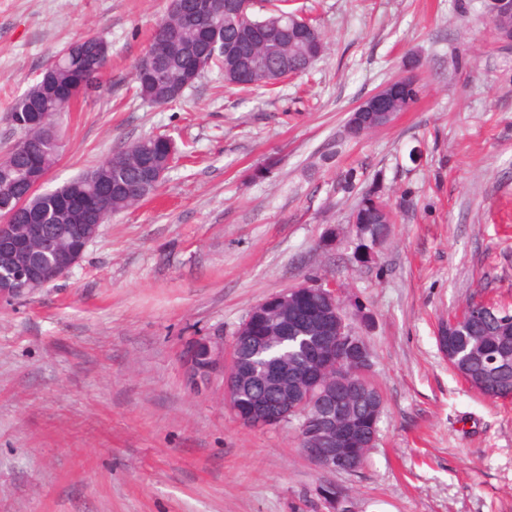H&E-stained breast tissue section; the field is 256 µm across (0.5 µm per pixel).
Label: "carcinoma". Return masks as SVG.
Segmentation results:
<instances>
[{
    "label": "carcinoma",
    "mask_w": 512,
    "mask_h": 512,
    "mask_svg": "<svg viewBox=\"0 0 512 512\" xmlns=\"http://www.w3.org/2000/svg\"><path fill=\"white\" fill-rule=\"evenodd\" d=\"M197 0H176L175 14L155 30L150 49L158 62L152 75L134 73L136 93L153 105H172L181 99L186 75L199 69L227 70L229 62L224 52H205L210 30H203L182 22V14L192 11ZM269 8L263 15L252 16L251 26L258 30L252 38L237 28L224 29V41L235 45L242 58L258 56L267 69L278 72L283 80L291 75L305 73L310 67L306 40L296 38L288 45V67L281 68L278 55L264 52V47L280 44L288 19V0H268ZM108 61V45L100 37L89 36L74 41L57 62L44 68L40 78L12 103L10 120L23 133L22 147L12 148L7 162H0V189L11 187L15 201L22 204L24 224H44L60 229L64 236L58 241L60 251L77 249L78 239L71 230L85 223L83 215L72 209L71 201L90 197L95 193L96 180L119 177L130 185H138L141 167L148 161L165 159L168 144L162 137H146L114 151L106 160L65 183L60 188L29 195L30 179L46 173L56 163L62 151V141L53 118L67 110L62 92L77 80L85 83V92L100 87L102 71L98 66ZM365 236L372 242H383L389 234V225L382 222L380 211L389 203L376 190L362 199ZM306 315L298 318L291 311L281 310L268 316L269 329L276 339L260 347L254 341L240 340L234 351L235 374L239 380L238 405L243 412L258 403L273 404L280 401L277 391L255 381L258 370L270 369L288 372L293 378H305L319 364L327 335L323 314L327 308L325 298L309 294L302 299ZM448 363L468 385L483 396L493 399L512 397V315L501 308L473 301L457 327L448 335L438 336ZM358 356L345 352V363L339 378L350 384V389L336 386V397L344 400L353 429L346 434L345 447L357 464L362 466L368 450L366 429L374 422L376 409L383 408L378 390L359 377Z\"/></svg>",
    "instance_id": "cac0c4a2"
}]
</instances>
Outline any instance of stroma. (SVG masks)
I'll list each match as a JSON object with an SVG mask.
<instances>
[{
    "instance_id": "1",
    "label": "stroma",
    "mask_w": 512,
    "mask_h": 512,
    "mask_svg": "<svg viewBox=\"0 0 512 512\" xmlns=\"http://www.w3.org/2000/svg\"><path fill=\"white\" fill-rule=\"evenodd\" d=\"M169 5L0 0V155L21 137L10 100L71 42L109 44L102 88L55 119L44 190L147 136L194 153L67 277L0 303V512H333L330 486L351 512H512V399L472 390L437 343L471 300L512 309V48L488 0H292L323 38L309 72L269 93L212 70L154 106L132 72ZM410 60L413 106L346 136ZM373 190L395 218L363 264L349 221ZM309 281L336 284L384 403L354 473L308 460L295 423L243 427L181 363Z\"/></svg>"
}]
</instances>
